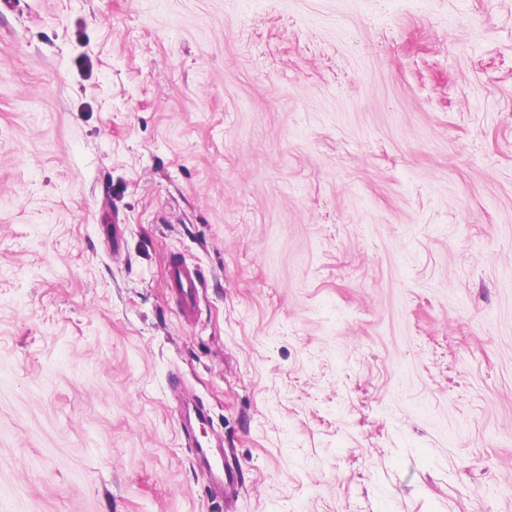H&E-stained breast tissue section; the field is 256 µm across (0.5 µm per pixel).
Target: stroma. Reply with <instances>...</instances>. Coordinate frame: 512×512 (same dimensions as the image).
<instances>
[{
    "mask_svg": "<svg viewBox=\"0 0 512 512\" xmlns=\"http://www.w3.org/2000/svg\"><path fill=\"white\" fill-rule=\"evenodd\" d=\"M13 3L0 512H512V0ZM170 294L175 299L182 318L191 321L200 302L202 275L197 266L189 264L182 257L173 254L167 269ZM190 448L195 463L203 468L214 482L223 485L225 489L236 487L235 471L224 466L222 446H214L209 441L195 439L191 442Z\"/></svg>",
    "mask_w": 512,
    "mask_h": 512,
    "instance_id": "stroma-1",
    "label": "stroma"
}]
</instances>
